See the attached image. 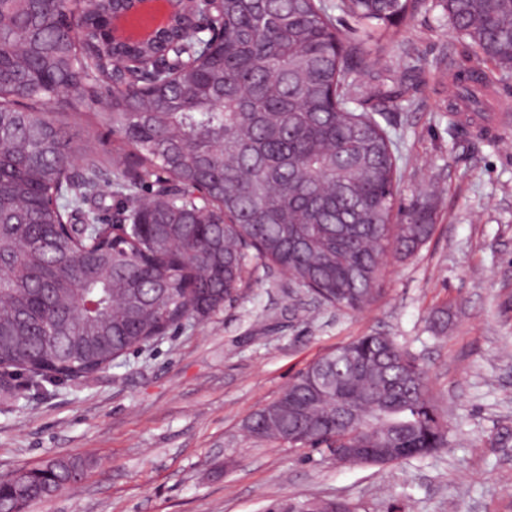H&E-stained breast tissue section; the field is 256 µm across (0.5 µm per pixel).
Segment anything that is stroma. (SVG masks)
<instances>
[{
    "mask_svg": "<svg viewBox=\"0 0 512 512\" xmlns=\"http://www.w3.org/2000/svg\"><path fill=\"white\" fill-rule=\"evenodd\" d=\"M359 82L400 145V208L432 207L414 257L388 256L364 311L323 306L275 268L236 303L190 320L93 377L0 398V480L50 458L90 459L84 479L28 512H265L281 499L345 498L367 512H512V129L453 132L448 71L485 72L512 102V76L418 10L367 36ZM413 69L403 72L404 61ZM106 91L75 98L71 128L102 160L122 140L99 117ZM446 310L448 326L431 321ZM372 334L429 374L446 450L386 465H342L322 449L258 441L247 419L309 363Z\"/></svg>",
    "mask_w": 512,
    "mask_h": 512,
    "instance_id": "stroma-1",
    "label": "stroma"
}]
</instances>
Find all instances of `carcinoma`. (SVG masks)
Masks as SVG:
<instances>
[{"mask_svg":"<svg viewBox=\"0 0 512 512\" xmlns=\"http://www.w3.org/2000/svg\"><path fill=\"white\" fill-rule=\"evenodd\" d=\"M423 0H224V44L195 56L162 87L112 91L105 125L139 171L114 183L133 196L158 184L139 223L97 224L83 210L101 160L57 109L59 97L107 84L123 56L164 55L114 46L95 0L82 19L99 45L85 54L27 0H0V373L31 385L91 377L183 322L205 317L249 285L250 264L277 267L321 304L361 311L377 295L388 255L408 258L432 237L431 211L393 223L398 146L383 111L361 96L357 44L344 18L383 34ZM444 17L479 55L512 73V0H441ZM488 83L464 64L451 84ZM22 85L23 94L16 92ZM85 172L69 179L66 165ZM201 184L210 206L164 185ZM292 448H397L373 464L448 447L428 372L390 336H361L310 363L244 424ZM81 459L29 470L26 501L51 498L86 473ZM365 512L343 498L276 501L266 512Z\"/></svg>","mask_w":512,"mask_h":512,"instance_id":"obj_1","label":"carcinoma"}]
</instances>
